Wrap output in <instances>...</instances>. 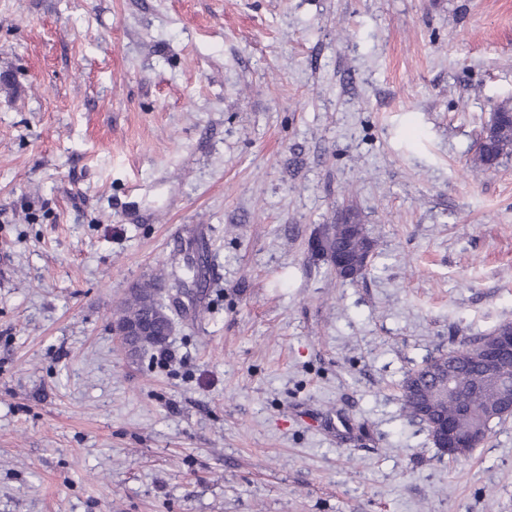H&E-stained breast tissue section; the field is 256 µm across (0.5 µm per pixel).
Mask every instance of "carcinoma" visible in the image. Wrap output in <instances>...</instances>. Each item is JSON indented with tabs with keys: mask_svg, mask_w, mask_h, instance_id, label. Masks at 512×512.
Instances as JSON below:
<instances>
[{
	"mask_svg": "<svg viewBox=\"0 0 512 512\" xmlns=\"http://www.w3.org/2000/svg\"><path fill=\"white\" fill-rule=\"evenodd\" d=\"M497 132L484 150L474 154L472 166L475 169L492 168L501 160L512 156V119L499 118L492 113ZM164 281L163 274L133 287L129 294L113 310V317L128 322H147L149 331L127 344L129 356H141L161 347L162 342L172 330L173 319L165 312V307L157 300V293ZM430 367L422 366L415 375H408L403 380L401 410L405 415H413L425 406L433 420L452 421L459 433L465 437L477 438V443L485 441V432L490 430L494 420H503L512 415V407L501 402L500 391L494 387L476 388L483 371L478 362L468 360L456 368V388L468 398L465 410H460L455 397L450 395L446 401L427 403L426 396L430 379Z\"/></svg>",
	"mask_w": 512,
	"mask_h": 512,
	"instance_id": "1",
	"label": "carcinoma"
}]
</instances>
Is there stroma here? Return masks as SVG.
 Returning a JSON list of instances; mask_svg holds the SVG:
<instances>
[{"label": "stroma", "instance_id": "1", "mask_svg": "<svg viewBox=\"0 0 512 512\" xmlns=\"http://www.w3.org/2000/svg\"><path fill=\"white\" fill-rule=\"evenodd\" d=\"M509 101L512 0H0V512H512V417L458 461L400 410L512 322ZM193 238L171 359L127 357ZM497 113L499 112H493L488 121H494L495 128L498 129L495 139L491 140L483 151L475 152L472 159V166L475 169L495 167L504 158L512 156V118H497ZM506 146L509 147L505 150ZM326 229L321 233V235H319L312 241L313 250L329 257L334 268H336V270L339 271L344 276H356L361 271V269L367 265L368 257L364 262V266L362 268H359L357 267V264L355 262L350 261L349 257L344 252L337 250H328L325 240ZM164 281L163 274H156L151 279L137 284L113 310L112 316L121 321H146L149 331L145 336H138L130 344L126 339L127 354L141 356L161 347L168 338L174 324L172 317L164 311L166 308L157 300V293Z\"/></svg>", "mask_w": 512, "mask_h": 512}]
</instances>
